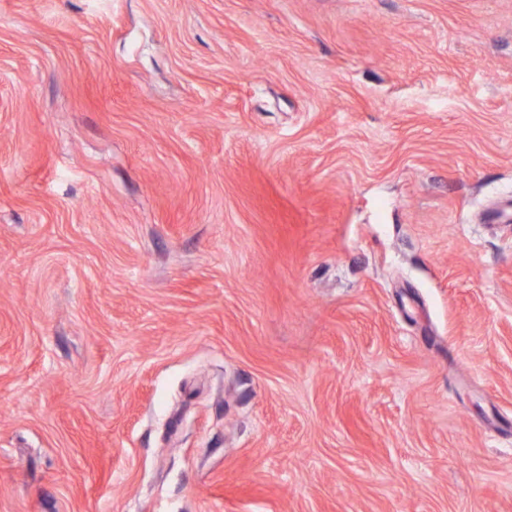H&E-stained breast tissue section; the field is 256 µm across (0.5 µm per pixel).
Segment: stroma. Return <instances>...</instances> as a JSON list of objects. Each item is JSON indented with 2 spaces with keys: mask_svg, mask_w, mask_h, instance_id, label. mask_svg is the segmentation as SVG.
<instances>
[{
  "mask_svg": "<svg viewBox=\"0 0 512 512\" xmlns=\"http://www.w3.org/2000/svg\"><path fill=\"white\" fill-rule=\"evenodd\" d=\"M0 512H512V0H0Z\"/></svg>",
  "mask_w": 512,
  "mask_h": 512,
  "instance_id": "35a3bbf8",
  "label": "stroma"
}]
</instances>
